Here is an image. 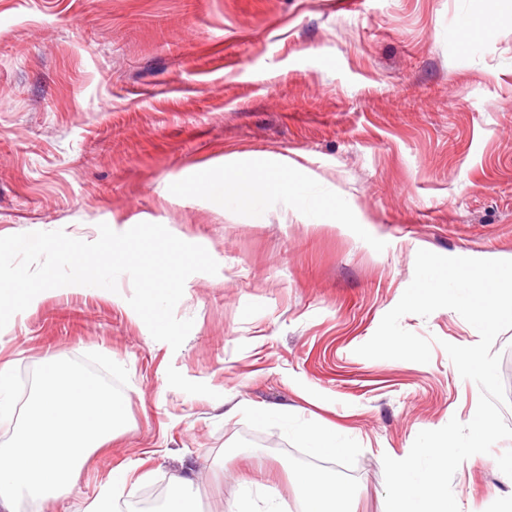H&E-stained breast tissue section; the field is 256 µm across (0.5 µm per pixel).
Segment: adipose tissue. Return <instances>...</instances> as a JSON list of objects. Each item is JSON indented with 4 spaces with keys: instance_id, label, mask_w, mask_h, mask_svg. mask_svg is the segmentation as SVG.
<instances>
[{
    "instance_id": "adipose-tissue-1",
    "label": "adipose tissue",
    "mask_w": 512,
    "mask_h": 512,
    "mask_svg": "<svg viewBox=\"0 0 512 512\" xmlns=\"http://www.w3.org/2000/svg\"><path fill=\"white\" fill-rule=\"evenodd\" d=\"M283 158L244 162L235 156L224 159V172L206 174L201 184L205 196L223 204L230 213H246L262 219L273 210L290 211L311 224H343L347 209L336 202L335 192L322 180L296 170L283 174ZM295 480L301 494L302 512H349L335 478L299 470Z\"/></svg>"
}]
</instances>
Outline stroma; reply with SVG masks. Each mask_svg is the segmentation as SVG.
Wrapping results in <instances>:
<instances>
[{
    "instance_id": "35a3bbf8",
    "label": "stroma",
    "mask_w": 512,
    "mask_h": 512,
    "mask_svg": "<svg viewBox=\"0 0 512 512\" xmlns=\"http://www.w3.org/2000/svg\"><path fill=\"white\" fill-rule=\"evenodd\" d=\"M284 157L326 182L355 223L226 214L199 170L225 155ZM164 225L204 246L179 349L124 296L50 289L0 330L23 376L58 354L123 363L128 422L84 466L71 497L20 512H83L113 475L122 512L167 500L194 474L195 512H233L245 482L299 512L295 469L320 472L271 407L335 428L336 481L352 512H385L383 456L420 431L469 422L480 389L444 343L479 334L456 311L408 314L431 359H367L414 276L418 250L512 257V0H0V237L99 224ZM250 413L224 419V399ZM512 439L458 467L461 512L512 500Z\"/></svg>"
}]
</instances>
